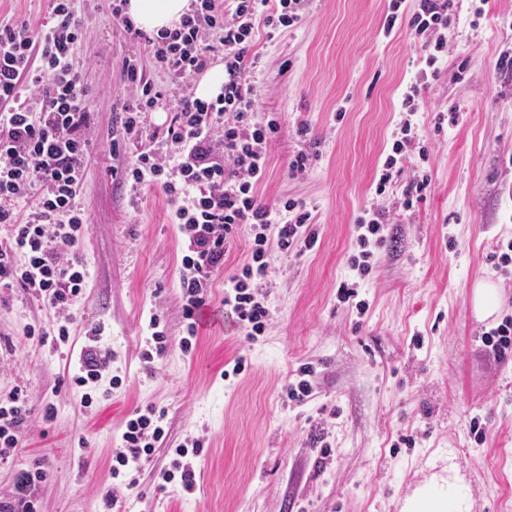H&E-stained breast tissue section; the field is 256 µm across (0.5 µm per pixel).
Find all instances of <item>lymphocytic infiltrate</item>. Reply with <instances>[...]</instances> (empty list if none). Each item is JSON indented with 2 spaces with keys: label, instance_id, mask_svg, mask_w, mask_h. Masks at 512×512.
<instances>
[{
  "label": "lymphocytic infiltrate",
  "instance_id": "1",
  "mask_svg": "<svg viewBox=\"0 0 512 512\" xmlns=\"http://www.w3.org/2000/svg\"><path fill=\"white\" fill-rule=\"evenodd\" d=\"M225 15L217 0H192L191 12L179 30L155 38L143 36L146 50L167 71L180 95L165 127L147 130V112L165 104L167 95L139 66L125 59L123 82L139 95L125 105L121 136L113 149L149 136L151 144L121 171L128 188L127 205L138 209L140 192L162 189L176 202L175 215L186 236L180 286L185 299L187 335L184 350L196 336L192 317L206 302L214 272L224 266L231 240L247 232L251 254L239 274L224 289V309L250 336L264 333L270 313L261 296L269 274L271 248L288 252L312 249L318 234L310 229L309 212L295 200L275 206L259 202L257 190L266 175L267 146L278 129L276 119L256 120L253 112L249 53L259 28H288L300 19L302 0H235ZM402 0H390L384 33L408 24L424 40L426 70L403 96L406 112H416L415 97L447 45L452 25L449 0H419L411 17H403ZM48 19L38 33L27 23L0 26V224L11 226L9 239L0 242V286L24 288L47 302L61 319L60 341H67L70 310L85 286L87 273L75 247L86 232L85 212L79 204L91 142L88 131V93L74 49L81 36L75 0H48ZM218 35L224 48V91L215 100L195 98L190 78L206 66L200 45L205 35ZM387 214L381 206L365 209L355 224L358 254L349 264L358 276L371 270L376 250L386 242ZM112 362L111 352L97 345L81 348L78 373L81 402L91 405L90 392ZM28 417L22 392L0 402V458L8 459L18 444L17 434ZM164 411L147 407L126 420L122 446L112 454V474L138 468L150 458L164 437ZM203 444L195 438L176 446L174 458L160 476L194 487L193 457ZM43 465L19 471L11 498L0 499V512H36L33 490L46 480Z\"/></svg>",
  "mask_w": 512,
  "mask_h": 512
}]
</instances>
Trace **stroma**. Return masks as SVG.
<instances>
[{
    "label": "stroma",
    "instance_id": "stroma-1",
    "mask_svg": "<svg viewBox=\"0 0 512 512\" xmlns=\"http://www.w3.org/2000/svg\"><path fill=\"white\" fill-rule=\"evenodd\" d=\"M388 5L305 0L296 26L257 34L254 112L279 123L258 196L303 203L319 238L304 253L272 251V317L262 336L248 338L228 320L198 332L185 352L176 207L148 187L138 210L129 209L116 172L140 146L112 152L117 116L135 95L120 79L123 60L138 58L158 83L167 76L110 21L112 0H82L75 53L92 144L80 194L88 229L77 254L86 287L62 346L36 334L56 323L53 309L25 289L0 287V401L19 388L29 409L21 448L0 462V497L40 460L48 477L37 486L39 512H399L400 499L452 460L473 512H512V354L495 358L483 342L512 316V273L494 259L512 241V72L495 66L512 47V0H453L439 76L411 118L430 157L411 153L379 199L374 178L402 119V93L423 65L422 41L409 27L383 35ZM301 153L312 161L291 173ZM422 170L430 185L405 208ZM377 201L389 213V239L362 284L369 309L361 315L337 300L336 287L358 251L355 219ZM249 252L246 235L234 238L208 309L223 313L224 283ZM480 282L500 293L497 313L484 321L472 308ZM153 313L169 344L149 366ZM96 325L103 331L95 337ZM91 342L116 360L97 387L101 400L87 408L72 377ZM239 357L243 373L225 377ZM305 365L313 394L297 406L285 401V387ZM150 406L166 412L165 439L139 470L113 478L122 425ZM404 435L414 446L400 445ZM194 437L203 450L193 491L163 484L173 448Z\"/></svg>",
    "mask_w": 512,
    "mask_h": 512
}]
</instances>
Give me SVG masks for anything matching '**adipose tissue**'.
<instances>
[{"instance_id": "ef3b65f1", "label": "adipose tissue", "mask_w": 512, "mask_h": 512, "mask_svg": "<svg viewBox=\"0 0 512 512\" xmlns=\"http://www.w3.org/2000/svg\"><path fill=\"white\" fill-rule=\"evenodd\" d=\"M125 9L137 28L152 35L178 29L190 10V0H127ZM456 465L447 474L432 476L406 497L400 512H471Z\"/></svg>"}]
</instances>
